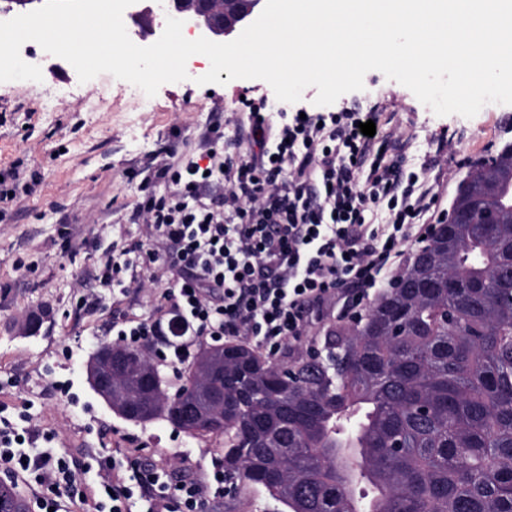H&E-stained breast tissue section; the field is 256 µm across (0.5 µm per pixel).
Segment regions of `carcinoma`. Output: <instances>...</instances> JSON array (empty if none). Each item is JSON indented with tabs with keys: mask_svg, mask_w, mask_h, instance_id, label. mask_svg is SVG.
I'll return each instance as SVG.
<instances>
[{
	"mask_svg": "<svg viewBox=\"0 0 512 512\" xmlns=\"http://www.w3.org/2000/svg\"><path fill=\"white\" fill-rule=\"evenodd\" d=\"M471 170L482 207L336 330L345 346L283 370L201 345L172 394L127 345L117 401L140 424L224 437V471L285 512H512V166ZM1 499L23 508L13 484Z\"/></svg>",
	"mask_w": 512,
	"mask_h": 512,
	"instance_id": "carcinoma-1",
	"label": "carcinoma"
}]
</instances>
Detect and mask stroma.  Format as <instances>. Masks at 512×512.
Here are the masks:
<instances>
[{
    "label": "stroma",
    "instance_id": "stroma-1",
    "mask_svg": "<svg viewBox=\"0 0 512 512\" xmlns=\"http://www.w3.org/2000/svg\"><path fill=\"white\" fill-rule=\"evenodd\" d=\"M55 81L0 83V172L23 161L30 189L0 218V415L30 418L32 447L67 453L76 471L99 456L119 451L124 467L169 464L175 473L204 479L224 451L223 437H191L164 421L123 420L87 382L86 364L113 342L112 319L153 315L158 295L129 289L115 296L100 287L95 269L113 249L131 245L139 228L130 215L139 182L126 176L143 166L179 126V152L197 156L200 137L215 107L238 113L239 94L268 99L270 112L285 109L270 85L259 79L198 85L201 62L187 80L162 85L151 108L140 106L142 90L103 73L80 82L67 61ZM397 110L409 134L408 164L427 167L438 180L442 209H450L473 161L512 143V105L498 104L473 118L435 115L413 93L369 71L363 90L341 96L332 111L371 106ZM78 231L68 244L65 225ZM100 297L96 309L83 307L84 292ZM42 326L28 334V319ZM208 512H282L261 487L224 481L223 498Z\"/></svg>",
    "mask_w": 512,
    "mask_h": 512
}]
</instances>
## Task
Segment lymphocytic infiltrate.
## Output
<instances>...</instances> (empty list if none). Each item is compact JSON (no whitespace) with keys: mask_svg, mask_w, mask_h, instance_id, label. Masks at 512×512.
<instances>
[{"mask_svg":"<svg viewBox=\"0 0 512 512\" xmlns=\"http://www.w3.org/2000/svg\"><path fill=\"white\" fill-rule=\"evenodd\" d=\"M245 138L222 124L203 135L194 159L167 144L140 182L134 244L100 263L101 287L163 286L166 306L150 321H113L119 341L163 347L176 364L202 339L254 343L269 355L307 336L327 315L361 307L408 249L431 234L437 194L425 171L409 169L388 141L361 133L376 111L268 115L265 98H244ZM388 216L375 223L378 212ZM28 429L0 417V466L39 488L37 512L91 501L93 512H204L224 494V468L211 482L143 464L123 473L97 462L91 493L67 455L24 448Z\"/></svg>","mask_w":512,"mask_h":512,"instance_id":"obj_1","label":"lymphocytic infiltrate"}]
</instances>
